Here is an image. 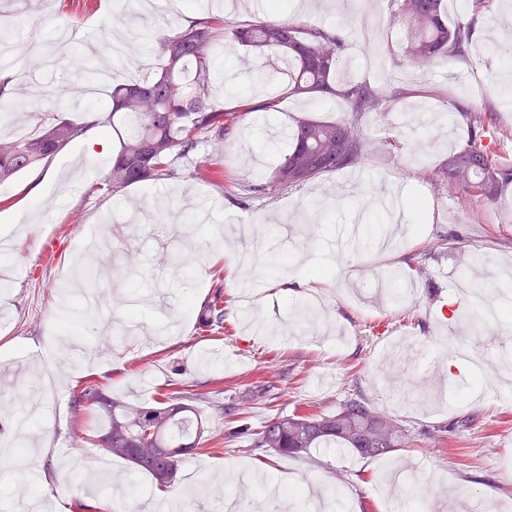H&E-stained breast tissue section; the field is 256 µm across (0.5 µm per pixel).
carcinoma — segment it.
Masks as SVG:
<instances>
[{"mask_svg": "<svg viewBox=\"0 0 512 512\" xmlns=\"http://www.w3.org/2000/svg\"><path fill=\"white\" fill-rule=\"evenodd\" d=\"M395 16L409 23L405 54L411 63L427 67L464 55L471 26L448 23L444 0H392ZM231 43L258 54L275 51L288 58L287 92L318 101L340 97L351 111L377 112L386 92L367 83H338L346 66L344 40L337 32L313 26L303 30L287 21L256 17L224 26L212 18H195L176 31L147 30L140 44L158 52V72L135 82H116L110 94L108 124L119 149L105 175L112 190L168 179L178 174L175 161L196 151L204 135L224 153L230 125L211 99L212 85L224 82L215 46L223 35ZM38 99L49 105L36 130L17 139H0V185L38 166L80 136L84 127L66 117L67 107L44 89ZM19 109L4 82H0V118L7 121ZM487 129L477 115H468V137L448 155L443 173L448 186L476 190L493 198L512 181V170L492 163L485 143ZM363 145L353 122L306 118L297 122L288 150L280 156L272 178L257 187L261 194L292 188L321 173L336 171L355 161ZM210 327L224 325V295L217 290L202 318ZM82 411L90 405L107 422L112 446L106 451L130 463L135 472L149 473L156 484L175 479L183 458L199 449L205 433L202 418L192 404L166 396L151 407L128 406L101 394L95 383L75 397ZM412 441L407 429L380 415L360 399H349L336 414L293 415L274 419L256 433L255 447L303 457L313 448H348L362 457L398 451Z\"/></svg>", "mask_w": 512, "mask_h": 512, "instance_id": "1", "label": "carcinoma"}]
</instances>
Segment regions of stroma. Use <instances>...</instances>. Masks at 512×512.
Listing matches in <instances>:
<instances>
[{
  "label": "stroma",
  "instance_id": "35a3bbf8",
  "mask_svg": "<svg viewBox=\"0 0 512 512\" xmlns=\"http://www.w3.org/2000/svg\"><path fill=\"white\" fill-rule=\"evenodd\" d=\"M225 22L253 16L320 26L345 40L347 80L398 91L387 109L353 116L340 99L319 105L288 96L275 70L256 76V54L242 48L221 60L235 77L212 99L232 123L234 140L223 155L208 140L178 159L177 177L108 190L107 156L76 139L39 166L0 185V225L21 215L27 233L15 236L0 288V442L11 438L17 411L39 395L24 380L52 374L59 409L33 426V479L0 476V512H15L17 484L28 483L37 512H171L172 491L182 512H215L229 502L250 512L259 489L239 498L228 475L259 474L279 492L296 487L336 491L340 512H393L423 502L425 512H469L472 505L512 512V318L476 326V293L460 278L512 267V184L495 199L449 190L441 177L452 143L463 142V109L482 116L493 135L491 157L512 168V58L500 55L499 36L512 37V0H453L449 22L472 23L466 57L429 67L404 53L405 30L391 0H216ZM0 0V30L36 24L50 31L99 34L101 15L128 10L140 25L171 31L206 14L203 4L174 11H142L139 0ZM368 17L364 29L352 15ZM67 59L88 61L140 79L161 64L141 48L112 58L69 45ZM277 97L275 108L262 100ZM358 119L365 147L354 164L273 195L254 188L272 175L286 143L274 129L303 118ZM396 194L420 200V215L386 250L368 237L340 239L359 210L375 219L373 199ZM214 209V220L191 232L173 226L151 240L132 233L126 218L144 223L159 208L176 213ZM265 224L287 225L279 243L286 257L271 270L262 261ZM112 247V269L91 277L85 253L91 237ZM399 267L411 290L406 299L365 301L381 270ZM249 282L250 297L239 285ZM224 290V327L203 325L201 314L216 288ZM448 350L468 344L471 363L456 372L416 368L395 342ZM95 382L126 404L151 406L171 391L198 409L212 452L181 464L170 487L137 474L136 493L105 496L89 489L87 473L128 472L126 461L87 443L100 431L94 415L77 416L72 400ZM351 398L408 429V448L363 458L344 448H314L294 458L252 449L251 433L272 419L300 413L332 415ZM237 407L226 415L227 403Z\"/></svg>",
  "mask_w": 512,
  "mask_h": 512
}]
</instances>
